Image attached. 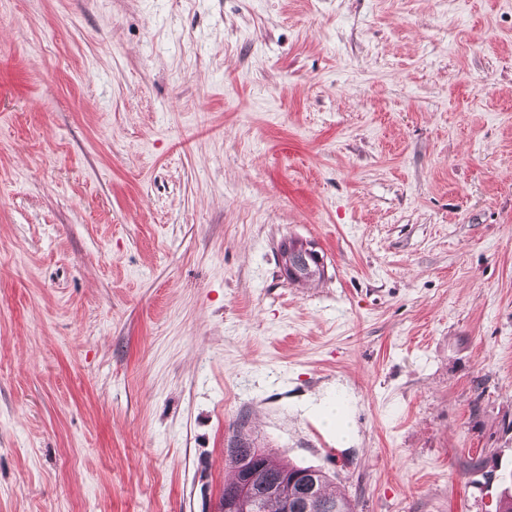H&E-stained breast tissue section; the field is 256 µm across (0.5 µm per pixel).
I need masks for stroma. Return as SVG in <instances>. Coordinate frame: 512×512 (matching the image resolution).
<instances>
[{
    "label": "stroma",
    "instance_id": "stroma-1",
    "mask_svg": "<svg viewBox=\"0 0 512 512\" xmlns=\"http://www.w3.org/2000/svg\"><path fill=\"white\" fill-rule=\"evenodd\" d=\"M237 433L512 491V0H0V512H218ZM300 244H302V250L300 254H296L294 258L288 257V253L281 254L282 266L285 273L293 274L298 267H305L311 270L312 266H316L324 273L321 256L316 251L310 249L307 243L299 240V245Z\"/></svg>",
    "mask_w": 512,
    "mask_h": 512
}]
</instances>
